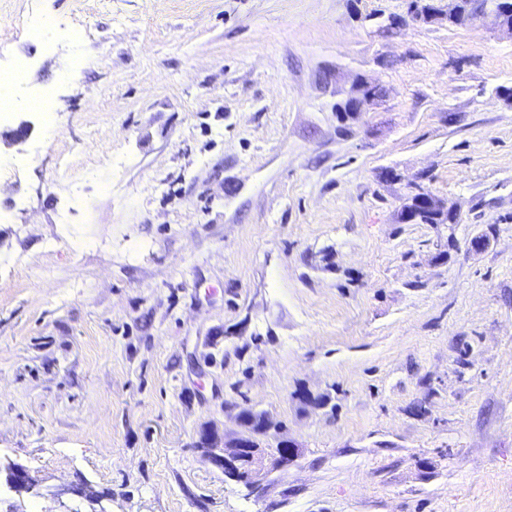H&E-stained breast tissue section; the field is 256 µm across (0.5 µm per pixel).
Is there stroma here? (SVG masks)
<instances>
[{"instance_id": "35a3bbf8", "label": "stroma", "mask_w": 512, "mask_h": 512, "mask_svg": "<svg viewBox=\"0 0 512 512\" xmlns=\"http://www.w3.org/2000/svg\"><path fill=\"white\" fill-rule=\"evenodd\" d=\"M410 3L0 0V461L109 512H512V38ZM243 408L302 448L255 491L199 445ZM370 88L371 86L367 84H359L354 95L337 105L338 112H341L346 119L357 117L360 112H363L364 105L376 98ZM413 189L414 191L411 197L414 198V200L412 203L415 204L417 208L427 211L442 212L445 216L448 214L447 224H455V216L448 212L447 203L443 199L428 192L420 185L414 184Z\"/></svg>"}]
</instances>
